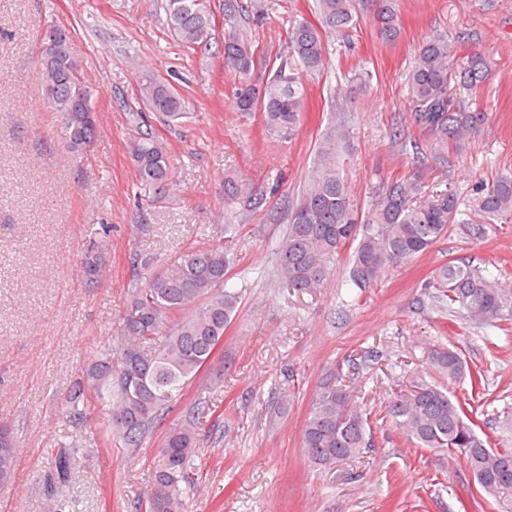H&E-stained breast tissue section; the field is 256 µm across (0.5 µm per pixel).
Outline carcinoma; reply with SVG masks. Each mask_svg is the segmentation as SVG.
Listing matches in <instances>:
<instances>
[{"instance_id":"carcinoma-1","label":"carcinoma","mask_w":512,"mask_h":512,"mask_svg":"<svg viewBox=\"0 0 512 512\" xmlns=\"http://www.w3.org/2000/svg\"><path fill=\"white\" fill-rule=\"evenodd\" d=\"M317 22L301 18L288 28V57L279 64L263 62L243 35L236 19L249 10L246 0H224V69L233 81L232 104L238 112H262L264 131L282 140L295 137L306 100L304 76L326 64L325 38L356 25L359 0H315ZM377 36L394 43L401 34L395 0H368ZM171 34L183 46L207 48L213 27L205 0H165ZM45 37L59 46L56 59L41 65L39 110L54 118V133L74 158L84 154L97 135L99 113L93 90L82 77L70 47L67 30L53 27ZM489 76L488 64L478 53L463 67L453 68L448 41L432 36L419 45L409 72L411 124L425 130L430 147L460 149L478 135L488 113L450 96L455 81L469 90L480 88ZM143 102L168 123L187 117L182 94L161 77L146 71L137 77ZM348 129L333 120L316 142L315 155L302 191L288 207V224L275 249L273 280L279 288L301 292L322 287L334 271L338 255L350 244L348 276L366 289L391 269L426 253L445 237L461 215L457 196L439 193L420 201V184L414 178L391 181L382 187L372 209L360 213L340 169V155ZM136 171L137 187L144 193L163 195L173 183L172 158L153 133L140 131L128 143ZM264 191L254 182L232 175L224 178V205L239 213L260 208ZM472 209L484 224L512 221V171L473 188ZM239 225L226 224L217 242L183 252L172 269L151 274L131 294L120 314L119 333L111 337L105 353L90 363L84 382L65 397L62 408L69 422L87 420L85 392L107 408V435L131 452L142 447L147 433L173 411L185 387L211 366L212 352L221 347L224 332L234 321L242 292L225 288L237 259L227 246ZM87 285L99 284L101 256L88 251L79 266ZM438 302L466 312L480 325L512 319V291L487 278L470 263L440 266L430 281ZM430 361L448 380L469 376L479 388L484 374L472 369L461 354L433 348ZM210 411L200 398L180 424L165 433L146 497L137 500L135 512H186L187 490L196 483L199 424ZM288 413V390L276 392L268 419L271 428ZM393 426L418 448H448L463 454L475 479L476 492L512 512V448H493L476 431L477 424L462 403L441 386L423 383L394 396L388 405ZM310 461L331 466L356 458L373 447L369 418L343 384L342 372L332 373L315 391L302 438ZM82 443L65 437L55 458L56 482L66 485L76 469ZM18 437L0 425V456L16 462Z\"/></svg>"}]
</instances>
